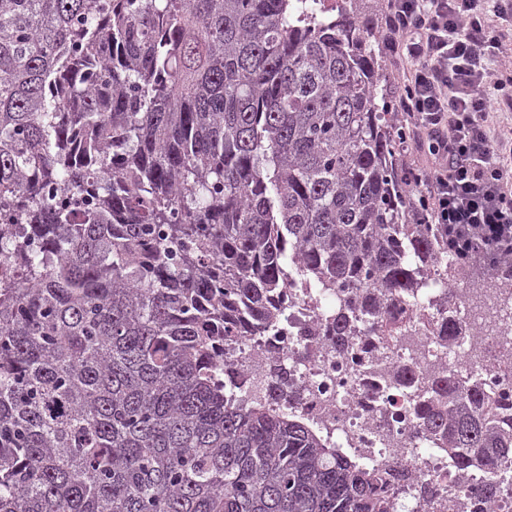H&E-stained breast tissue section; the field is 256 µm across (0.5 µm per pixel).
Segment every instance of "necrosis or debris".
<instances>
[{
	"instance_id": "4bbe7bcc",
	"label": "necrosis or debris",
	"mask_w": 512,
	"mask_h": 512,
	"mask_svg": "<svg viewBox=\"0 0 512 512\" xmlns=\"http://www.w3.org/2000/svg\"><path fill=\"white\" fill-rule=\"evenodd\" d=\"M489 288L474 283L453 292L461 327L454 352L443 353L427 336L408 337L394 353L340 354L317 336L322 306L297 288L285 290V317L275 330L236 344L231 363L250 381L268 377L272 367L287 371L301 400L294 409L331 436L339 447L368 463L391 461L434 476L444 490L437 512H512V468L502 471L504 492L494 504L478 496L481 476L457 474L448 455L419 432L408 390L386 388L388 372L420 376L427 370L473 369L485 388L512 398V362L498 359L502 343L512 339V320L496 317Z\"/></svg>"
}]
</instances>
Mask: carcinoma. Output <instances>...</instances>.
Here are the masks:
<instances>
[{"label":"carcinoma","mask_w":512,"mask_h":512,"mask_svg":"<svg viewBox=\"0 0 512 512\" xmlns=\"http://www.w3.org/2000/svg\"><path fill=\"white\" fill-rule=\"evenodd\" d=\"M366 2L0 0V512H431L224 368L292 278L340 351L459 336L399 313L463 266L408 216ZM417 420L493 503L512 403L447 371Z\"/></svg>","instance_id":"obj_1"}]
</instances>
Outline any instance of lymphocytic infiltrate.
Returning <instances> with one entry per match:
<instances>
[{"instance_id": "obj_1", "label": "lymphocytic infiltrate", "mask_w": 512, "mask_h": 512, "mask_svg": "<svg viewBox=\"0 0 512 512\" xmlns=\"http://www.w3.org/2000/svg\"><path fill=\"white\" fill-rule=\"evenodd\" d=\"M393 49L413 66L398 96L403 144L429 141L430 158L408 184L411 218L448 232L458 258L474 241L512 253V137L490 116L512 110V0H388Z\"/></svg>"}]
</instances>
